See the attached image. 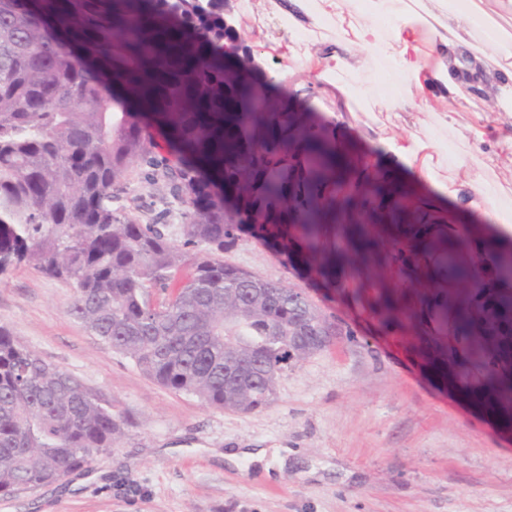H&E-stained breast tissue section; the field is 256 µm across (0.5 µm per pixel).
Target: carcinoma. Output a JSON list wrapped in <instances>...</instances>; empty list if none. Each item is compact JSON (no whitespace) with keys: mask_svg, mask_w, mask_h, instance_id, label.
<instances>
[{"mask_svg":"<svg viewBox=\"0 0 512 512\" xmlns=\"http://www.w3.org/2000/svg\"><path fill=\"white\" fill-rule=\"evenodd\" d=\"M207 5H202V2ZM223 0H183L182 13L205 18ZM50 0H0V251L11 252L50 278L72 283L69 314L99 341L131 359L148 377L176 393L224 410L249 412L273 398L276 380L295 361L288 343V291L224 261L234 245L224 206V154L247 155L268 147L254 134L238 137L231 125L255 112L224 111V74L189 88L195 112L164 108L172 133L189 152L206 159L212 178L195 169L165 168L161 177L187 182L195 197L185 213L184 246L172 244L155 224H139L112 207L113 187L147 154L146 138L105 96L89 65L63 51L60 36L81 40L84 15L69 10L52 25ZM103 27L118 28L134 59L151 51L141 37L153 26L130 27L107 12ZM141 96L154 94L140 66L123 67ZM299 191L288 170L258 169L248 187L253 205L270 208L276 228L288 210L270 199L287 196L310 210L317 226L335 201L324 196L333 154L313 142ZM342 256L322 253L321 272L334 276ZM457 332L467 337L476 308L453 305ZM123 420L112 404L71 373L16 342L0 325V496L61 484L112 447Z\"/></svg>","mask_w":512,"mask_h":512,"instance_id":"obj_1","label":"carcinoma"}]
</instances>
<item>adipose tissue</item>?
Segmentation results:
<instances>
[{"label": "adipose tissue", "instance_id": "1", "mask_svg": "<svg viewBox=\"0 0 512 512\" xmlns=\"http://www.w3.org/2000/svg\"><path fill=\"white\" fill-rule=\"evenodd\" d=\"M282 22L293 33V42H273L271 52L299 56L311 84L335 87L342 110L338 126L359 122L351 109L347 76L372 79L376 71L372 54L387 58L388 77L399 80L403 95L382 101L387 110L410 109L428 116L434 133L392 135L381 119H373L363 132L375 152L350 157L345 144L336 154L345 167L369 179L396 167H404L417 182L428 181L441 193L461 199L471 208L497 220L496 236L512 237V215L501 213L499 203L486 188L483 176L466 159H459L453 177L440 173L443 153L437 129H451L470 104L468 83L454 76L459 49H466L470 69L494 79L490 86L502 120L489 122L481 112L471 114L466 129L470 152L489 147L488 159L497 168L512 170V0H463L451 7L449 0H284ZM333 25L338 37L322 48L307 40L312 29Z\"/></svg>", "mask_w": 512, "mask_h": 512}]
</instances>
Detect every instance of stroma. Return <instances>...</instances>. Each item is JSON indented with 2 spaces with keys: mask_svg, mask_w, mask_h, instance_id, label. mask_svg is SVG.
Returning <instances> with one entry per match:
<instances>
[{
  "mask_svg": "<svg viewBox=\"0 0 512 512\" xmlns=\"http://www.w3.org/2000/svg\"><path fill=\"white\" fill-rule=\"evenodd\" d=\"M282 0H224L235 53L227 64L243 71L270 101L277 77L289 70L300 86L289 108L325 139L342 136L355 152L369 149L359 128L335 131L334 94L303 85L298 59H261L262 46L286 37ZM131 121L149 137L144 160L114 189L113 205L142 224L159 225L182 244L191 189L172 192L155 164L194 165L162 114L131 105ZM224 208L242 229L225 261L286 286L303 289L341 334L323 350L291 363L278 378L273 402L239 413L167 390L144 375L68 313L70 284L31 265L0 274V324L44 360L77 377L124 421L118 445L64 484L23 489L0 498V512H512V429L496 420L493 382L512 364L474 361L454 335L437 273L440 255L458 256L463 227L487 263L486 283L512 242L496 237L495 221L463 209L451 197L384 223L370 202L326 225L327 245L354 253L342 277L326 282L303 255L286 259L284 244L301 242L293 225L271 237L239 211ZM369 233L354 249L344 230ZM228 448H263V462L224 458Z\"/></svg>",
  "mask_w": 512,
  "mask_h": 512,
  "instance_id": "1",
  "label": "stroma"
}]
</instances>
